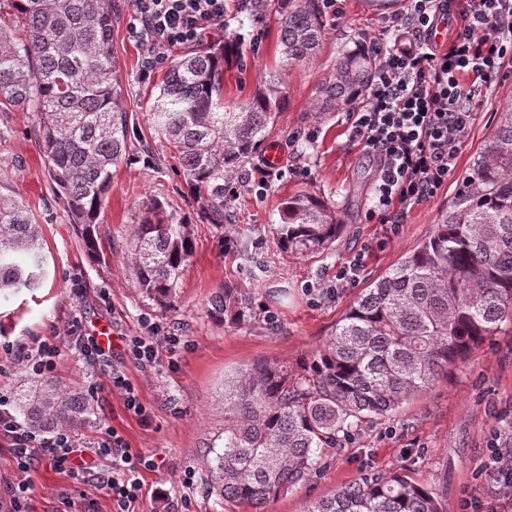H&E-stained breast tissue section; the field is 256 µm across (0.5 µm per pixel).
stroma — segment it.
I'll return each instance as SVG.
<instances>
[{
  "label": "stroma",
  "mask_w": 512,
  "mask_h": 512,
  "mask_svg": "<svg viewBox=\"0 0 512 512\" xmlns=\"http://www.w3.org/2000/svg\"><path fill=\"white\" fill-rule=\"evenodd\" d=\"M341 16L325 13L326 38L317 55L289 70L287 101L269 137L280 150V175L270 177L263 197L244 191L232 198L231 222L211 224L206 204L187 183L177 159L155 138L147 114L168 70L159 64L143 72V48L128 32L130 4L114 0L112 52L120 69L123 105L131 116L132 147L114 169L109 200L100 213L103 253L93 257L47 177L41 144L29 112H0V191L32 207L47 255L42 288L0 292V341L28 348L81 317L86 330L100 326L122 353L123 337L137 335L148 318L165 331L186 337L173 362L143 372L127 366L154 421L144 425L126 413L123 396L104 384L89 400L80 429L96 437L99 427L118 430L132 450L154 456L162 466L143 474L139 512H227L206 488L205 445L224 428V380L263 358L296 361L332 334L344 309L362 288L383 275L425 238L440 214L452 208L463 179L471 176L502 109L512 105V77L487 94L465 134L455 173L438 195L413 206L405 224L390 229L368 222L376 163L351 144L344 112L318 116L312 110L317 83L343 46L356 39L379 40L388 19L406 0H338ZM244 41H237V34ZM215 42L237 45L241 62L224 67V102L247 101L279 66L278 16L262 23L248 14L232 19ZM311 139L300 138V131ZM335 203L345 227L328 249L295 254L282 251L272 227L277 202L298 187ZM164 201L168 211L192 226L194 252L172 298L158 300L139 288L128 260L134 224L143 202ZM364 266L355 286L335 296L312 297L309 286L335 285L336 273L355 255ZM230 287L248 301L241 322L212 318L208 303ZM512 447V322L466 362L439 376L420 396L395 412L364 424L351 440L327 450L317 477L269 504L267 512H304L308 502L337 487L378 473L406 474L424 484L443 512H460L464 499L477 498L489 512H503L496 485L480 472L490 449ZM30 512H61L70 493L78 512H112L106 490L41 465L32 474ZM164 489L158 499L156 489Z\"/></svg>",
  "instance_id": "35a3bbf8"
}]
</instances>
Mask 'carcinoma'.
<instances>
[{"label": "carcinoma", "instance_id": "cac0c4a2", "mask_svg": "<svg viewBox=\"0 0 512 512\" xmlns=\"http://www.w3.org/2000/svg\"><path fill=\"white\" fill-rule=\"evenodd\" d=\"M24 28L0 25V112H31L56 197L81 226L89 251L112 168L131 147L124 91L112 54V0H0ZM279 16L282 65L313 56L325 38L322 0H260ZM229 51L199 49L169 71L152 106L205 219L230 217L224 178L241 171L266 141L285 99L274 72L245 103L224 109ZM379 56L366 43L342 48L315 88L314 112L350 106L364 92ZM277 243L304 253L326 249L342 230L335 206L300 188L277 205ZM192 227L164 202L143 204L130 264L140 288L170 297L192 256ZM46 254L30 206L0 193V288L41 286ZM246 302L232 288L209 301L217 318L239 316ZM512 322V107L476 162L473 183L452 209L340 315L328 340L294 363L263 359L224 381V434L207 445L208 491L226 503L265 512L267 503L317 474V457L351 439L363 424L424 391L467 359L500 325ZM17 406L38 430L77 428L88 412L82 393L51 378ZM305 512H442L423 484L402 474L368 476L307 505Z\"/></svg>", "mask_w": 512, "mask_h": 512}]
</instances>
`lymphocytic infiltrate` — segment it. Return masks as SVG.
<instances>
[{"label":"lymphocytic infiltrate","instance_id":"1","mask_svg":"<svg viewBox=\"0 0 512 512\" xmlns=\"http://www.w3.org/2000/svg\"><path fill=\"white\" fill-rule=\"evenodd\" d=\"M254 0H132L129 34L144 49V68L152 70L171 53L202 42L228 28V10L248 12ZM453 20L447 45L436 36L445 20ZM394 43H376L378 66L363 96L349 110V138L378 161L369 220L404 223L410 207L429 201L455 172L462 138L474 124L479 105L512 62V0H409L406 11L390 19ZM128 362L141 370L156 367L163 352L184 345L185 337L162 332L144 320L140 334L124 339ZM102 371L123 395L124 407L143 424L154 415L143 404L122 364L95 336L84 334L81 318H73L64 334L48 336L33 349L0 345L15 355L33 377L57 369L64 344ZM0 439L7 441L16 464L14 479L0 478V512H29V473L46 462L107 489L113 512H137L142 471L157 469L154 457L128 448L116 429L105 428L92 439L68 429L33 432L0 396ZM111 461L103 470L102 461Z\"/></svg>","mask_w":512,"mask_h":512}]
</instances>
